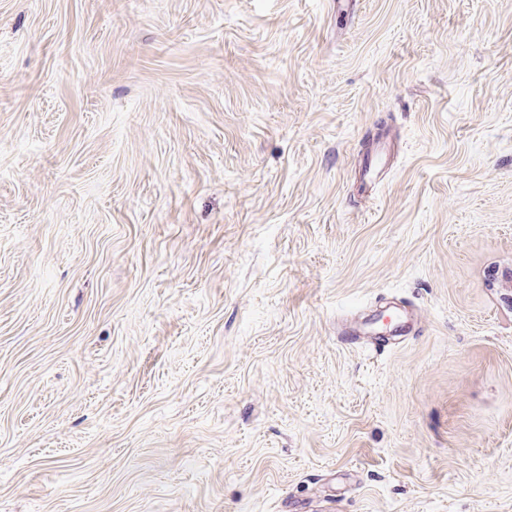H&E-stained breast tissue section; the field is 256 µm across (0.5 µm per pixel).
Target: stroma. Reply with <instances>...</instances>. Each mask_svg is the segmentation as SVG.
I'll use <instances>...</instances> for the list:
<instances>
[{"mask_svg":"<svg viewBox=\"0 0 512 512\" xmlns=\"http://www.w3.org/2000/svg\"><path fill=\"white\" fill-rule=\"evenodd\" d=\"M510 268L512 0H0V512H512ZM389 145L385 141H378L366 156L365 163L361 166V176L370 195L376 190L374 174L381 171L387 161Z\"/></svg>","mask_w":512,"mask_h":512,"instance_id":"obj_1","label":"stroma"}]
</instances>
